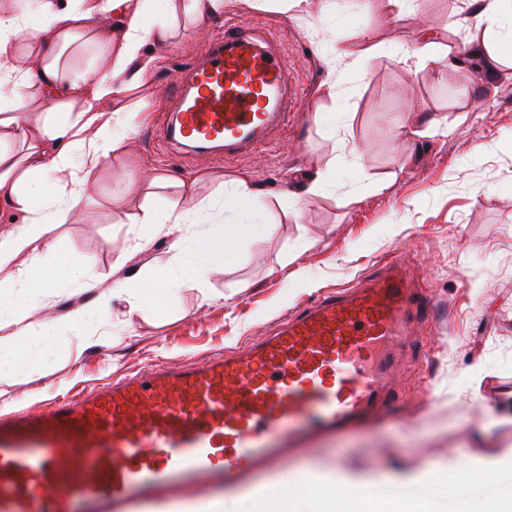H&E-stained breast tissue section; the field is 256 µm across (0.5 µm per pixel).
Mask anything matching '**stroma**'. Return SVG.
I'll return each mask as SVG.
<instances>
[{
    "label": "stroma",
    "mask_w": 512,
    "mask_h": 512,
    "mask_svg": "<svg viewBox=\"0 0 512 512\" xmlns=\"http://www.w3.org/2000/svg\"><path fill=\"white\" fill-rule=\"evenodd\" d=\"M480 10L481 0H416L414 12L397 18L388 0H310L305 12L231 0L205 26L182 21L150 82L135 93L149 118L135 129L132 154L104 164L42 258L59 268L53 294L31 288L16 269L0 272L1 282L29 299L33 332L52 317L59 337L42 361L0 376V409L36 408L147 365L204 359L261 336L323 290L354 285L395 259L422 287L434 318L419 323L403 345L390 405L357 426L307 438L302 451L247 481L176 483L185 501L217 497L224 512H250L240 491L295 470L361 480L379 504L401 493L427 512H456L462 502L476 510L511 496V470L491 486L452 483L444 472L449 457L465 462L512 445L511 424L490 425L512 400V76L487 83L481 74L464 75L457 62ZM233 22L248 24L280 52L298 94L277 135L253 153L175 155L157 138L164 98L153 88L168 86ZM426 31L446 58L441 70L399 60ZM367 33L378 50L361 60L352 50ZM330 79L332 98L320 93ZM463 109L467 119L447 133L424 134L427 116ZM319 110L327 118L317 127L310 117ZM343 138L355 154H340ZM331 156L335 184L322 197L297 202L293 190ZM162 172L250 176L265 203L260 221L274 225L273 234L238 240L209 275L208 288L220 295L211 304H202L196 283L187 281L164 316L154 314L148 298L129 321L121 301L107 325L70 320L72 311L93 308L94 291L78 284L86 269L122 280L169 260L178 230L161 226L145 249L131 252L137 228L127 215L142 199H112L124 180L145 183ZM389 174L391 186L376 190L374 180ZM307 240L311 248L302 249Z\"/></svg>",
    "instance_id": "obj_1"
}]
</instances>
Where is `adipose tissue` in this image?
I'll return each instance as SVG.
<instances>
[{"label":"adipose tissue","instance_id":"1","mask_svg":"<svg viewBox=\"0 0 512 512\" xmlns=\"http://www.w3.org/2000/svg\"><path fill=\"white\" fill-rule=\"evenodd\" d=\"M151 2L28 0L21 8L17 0H0V211L24 216L21 225L0 231V270L27 257L28 266L17 269L33 287L43 285L34 261L48 249L56 225L85 199L105 162L129 154L144 106L127 101L126 94L157 68L162 50L176 37L178 15L204 21L224 10V0H178L177 13L151 23ZM511 16L512 0H483L480 23L467 38V52L488 76L505 66L500 31ZM86 37L97 46L99 64L73 70L65 54ZM217 181L218 192L203 204L196 200L195 180L170 173L154 178L153 192L129 217L139 227L135 249L165 224H199L203 230L190 242L177 238L172 260L155 267L147 281H120L111 272L95 271L97 313L121 296L128 316H135L150 287L157 294L155 312L164 315L182 277L203 283L242 235L272 232L269 224L217 222L227 211L253 216L262 209L248 177L221 175ZM308 491L319 499V512L368 509L361 486L351 481L325 480Z\"/></svg>","mask_w":512,"mask_h":512}]
</instances>
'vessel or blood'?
I'll return each mask as SVG.
<instances>
[{
    "instance_id": "obj_1",
    "label": "vessel or blood",
    "mask_w": 512,
    "mask_h": 512,
    "mask_svg": "<svg viewBox=\"0 0 512 512\" xmlns=\"http://www.w3.org/2000/svg\"><path fill=\"white\" fill-rule=\"evenodd\" d=\"M288 64L236 23L176 72L163 135L249 154L279 129ZM429 314L405 266L298 306L231 352L164 364L0 416V512H134L168 499L175 475L242 479L309 434L384 409L399 349Z\"/></svg>"
}]
</instances>
